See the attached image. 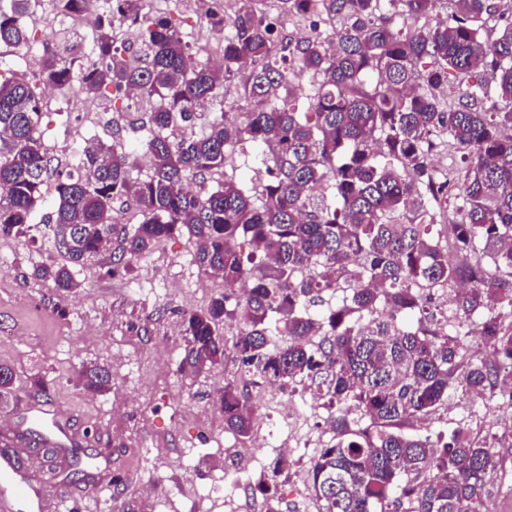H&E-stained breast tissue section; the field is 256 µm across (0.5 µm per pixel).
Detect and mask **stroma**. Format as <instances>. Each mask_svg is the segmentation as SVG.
I'll list each match as a JSON object with an SVG mask.
<instances>
[{
    "instance_id": "35a3bbf8",
    "label": "stroma",
    "mask_w": 512,
    "mask_h": 512,
    "mask_svg": "<svg viewBox=\"0 0 512 512\" xmlns=\"http://www.w3.org/2000/svg\"><path fill=\"white\" fill-rule=\"evenodd\" d=\"M154 11L171 16L196 61H205L200 47L208 29L196 0H156ZM51 94L42 142L61 166L71 163L73 140L133 145L144 136L145 126L131 124L129 113L113 111L111 91L92 106L99 114L95 124L73 112L77 89L56 87ZM194 252L189 235L163 240L129 275L111 274L104 257L76 268L78 288L61 296L34 275L37 267L60 263L51 242L0 235V364L10 365L17 378L12 403L0 411V439L13 435L30 407L44 406L67 419L92 467L90 480L70 484L50 478L47 463L32 459L24 477L39 489L43 512H71L76 504L89 512H211L206 490L227 470L239 471L245 490L219 512H265L258 485L271 468L255 462L264 449L258 437L244 442L225 430L213 404L240 371L230 362L198 379L180 370L182 312L204 308L224 291L219 278L212 292L199 290L203 274ZM90 363L110 370L109 391L92 394L76 385V370ZM294 399L306 424L278 479L280 509L317 512L311 461L331 437L321 426L327 412L309 394ZM458 426L497 434L499 463L488 508L512 512V405L499 396L477 401L458 392L414 431L426 435ZM114 474L123 478L117 491L108 485Z\"/></svg>"
}]
</instances>
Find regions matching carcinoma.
Returning a JSON list of instances; mask_svg holds the SVG:
<instances>
[{
	"mask_svg": "<svg viewBox=\"0 0 512 512\" xmlns=\"http://www.w3.org/2000/svg\"><path fill=\"white\" fill-rule=\"evenodd\" d=\"M283 2L290 16L337 26L287 37L252 0H236L229 20L206 12L223 66L191 65L170 17L145 0H106L97 67L75 69L54 53L35 83L0 77V234L26 235L46 202L43 89L74 86L93 100L110 88L124 110L153 103L143 141H99L76 154L75 172L57 176L47 235L65 262L34 274L69 293L75 267L107 254L112 274L129 275L159 241L188 233L201 271L248 291L182 313L180 365L202 376L230 360L255 385H298L321 401L333 437L311 466L317 512H487L496 435L405 428L459 390H497L512 403V18L497 0H449L436 20V0ZM30 5L0 0V48L29 41L20 19ZM394 13L410 25L394 27ZM125 22L138 31L134 46L117 38ZM244 63L242 90L255 108L206 118L202 106L222 96L224 73ZM478 69L491 81L470 82ZM302 75L312 85L303 98L293 84ZM197 121L200 132L175 133ZM246 145L267 179L247 190L231 179L208 184ZM441 149L457 152L459 166L438 171ZM143 156L150 174L134 177ZM323 185L328 202L315 194ZM126 199L138 206L137 224L115 217ZM450 208L446 247L434 225ZM436 293L450 294L452 312L433 304ZM475 316L479 356L448 333V318ZM228 320L238 323L230 338ZM77 384L103 392L112 374L84 365ZM14 389L13 369L0 364V407ZM215 405L224 428L251 436L247 386L225 383ZM25 435L46 461L57 459L40 430Z\"/></svg>",
	"mask_w": 512,
	"mask_h": 512,
	"instance_id": "cac0c4a2",
	"label": "carcinoma"
}]
</instances>
